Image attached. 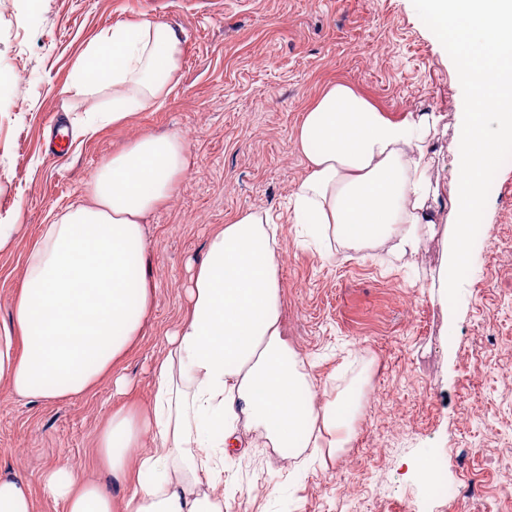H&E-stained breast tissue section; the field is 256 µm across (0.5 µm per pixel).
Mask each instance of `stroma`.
<instances>
[{
    "instance_id": "stroma-1",
    "label": "stroma",
    "mask_w": 512,
    "mask_h": 512,
    "mask_svg": "<svg viewBox=\"0 0 512 512\" xmlns=\"http://www.w3.org/2000/svg\"><path fill=\"white\" fill-rule=\"evenodd\" d=\"M147 20L180 37L179 67L162 102L119 125L51 144L54 122L79 128L110 92L70 93L73 68L102 31ZM332 80L394 116L438 117L431 143L440 185L453 176L463 109L457 71L412 0H0V224L21 227L0 253V321L22 285L31 241L84 196L112 152L147 133H178L186 171L145 222L156 284L144 335L106 382L64 402L16 399L0 386V470L39 487L67 462L120 493L100 466L97 438L112 411L147 410L153 367L182 318L192 266L236 212L281 215L279 263L289 345L317 388L361 383L343 451L302 470L272 467L259 433L239 428L224 457L226 512H512V163L494 179L458 308L431 290L445 228L424 237L410 266L385 257L319 255L286 220L305 174L296 149L307 103ZM380 449L367 456L369 446ZM440 459L454 495L427 489L418 459Z\"/></svg>"
}]
</instances>
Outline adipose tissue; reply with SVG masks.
Returning a JSON list of instances; mask_svg holds the SVG:
<instances>
[{
    "label": "adipose tissue",
    "instance_id": "ef3b65f1",
    "mask_svg": "<svg viewBox=\"0 0 512 512\" xmlns=\"http://www.w3.org/2000/svg\"><path fill=\"white\" fill-rule=\"evenodd\" d=\"M180 54L165 24L115 27L79 57L72 88L81 96L111 90L103 118L118 124L165 93ZM435 126L434 114L396 117L348 83L326 84L297 129L306 174L292 194V222L325 256L381 249L413 258L439 222ZM184 171L181 136L143 135L101 164L85 201L44 225L0 325V384L11 396L69 400L111 379L153 304L144 221ZM277 257V223L265 209L242 210L210 236L192 270L187 312L155 367L151 413L117 409L98 436L101 465L128 487L123 501L60 462L37 490L0 472V512H37L41 498L60 512H224L214 477L240 424L296 455L343 448L362 389L313 390L282 330ZM148 435L156 447L144 452Z\"/></svg>",
    "mask_w": 512,
    "mask_h": 512
}]
</instances>
